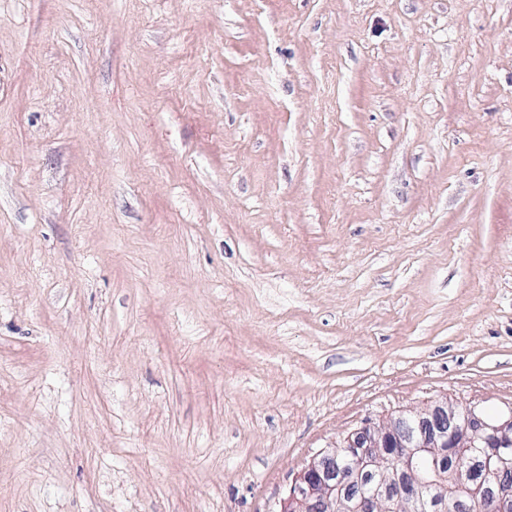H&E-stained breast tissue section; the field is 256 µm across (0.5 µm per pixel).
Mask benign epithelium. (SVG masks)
Segmentation results:
<instances>
[{
    "mask_svg": "<svg viewBox=\"0 0 512 512\" xmlns=\"http://www.w3.org/2000/svg\"><path fill=\"white\" fill-rule=\"evenodd\" d=\"M512 409L495 419L476 406L448 399L401 410L379 424H365L321 451L296 475L280 512H466L463 497L431 496L414 473L421 454L440 465L442 480L465 463V482L495 488L494 508L512 512ZM467 448H482L497 466L463 461Z\"/></svg>",
    "mask_w": 512,
    "mask_h": 512,
    "instance_id": "7a95c632",
    "label": "benign epithelium"
}]
</instances>
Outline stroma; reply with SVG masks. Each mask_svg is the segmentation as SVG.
Listing matches in <instances>:
<instances>
[{
    "label": "stroma",
    "instance_id": "stroma-1",
    "mask_svg": "<svg viewBox=\"0 0 512 512\" xmlns=\"http://www.w3.org/2000/svg\"><path fill=\"white\" fill-rule=\"evenodd\" d=\"M512 407V0H0V512H276Z\"/></svg>",
    "mask_w": 512,
    "mask_h": 512
}]
</instances>
